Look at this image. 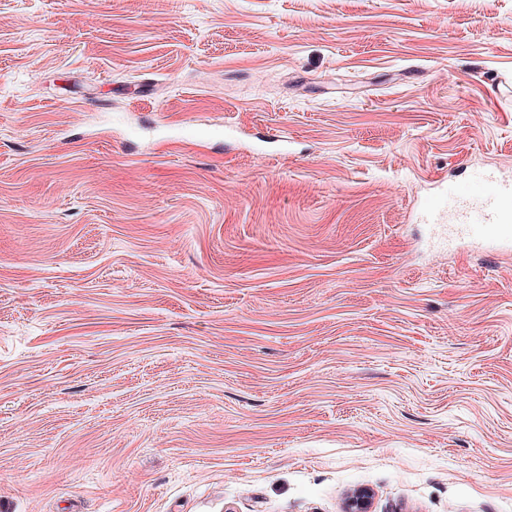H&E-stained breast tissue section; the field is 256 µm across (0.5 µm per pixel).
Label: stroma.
I'll return each mask as SVG.
<instances>
[{
	"label": "stroma",
	"mask_w": 512,
	"mask_h": 512,
	"mask_svg": "<svg viewBox=\"0 0 512 512\" xmlns=\"http://www.w3.org/2000/svg\"><path fill=\"white\" fill-rule=\"evenodd\" d=\"M512 0H0V512H512ZM427 209L432 224H445L447 221L460 224L479 223L483 224L492 236H495L501 229L509 227L512 223V182L497 183L478 213L459 210L455 214H445L437 203H433Z\"/></svg>",
	"instance_id": "obj_1"
}]
</instances>
